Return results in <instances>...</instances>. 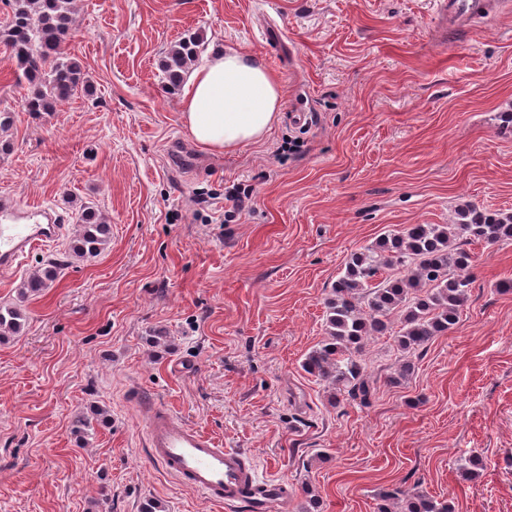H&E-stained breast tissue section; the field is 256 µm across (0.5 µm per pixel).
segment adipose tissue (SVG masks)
Instances as JSON below:
<instances>
[{
    "mask_svg": "<svg viewBox=\"0 0 512 512\" xmlns=\"http://www.w3.org/2000/svg\"><path fill=\"white\" fill-rule=\"evenodd\" d=\"M284 102L279 80L261 60L220 46L192 69L180 110L191 139L222 152L263 141L278 123Z\"/></svg>",
    "mask_w": 512,
    "mask_h": 512,
    "instance_id": "1",
    "label": "adipose tissue"
}]
</instances>
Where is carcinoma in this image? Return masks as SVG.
<instances>
[{
	"instance_id": "carcinoma-1",
	"label": "carcinoma",
	"mask_w": 512,
	"mask_h": 512,
	"mask_svg": "<svg viewBox=\"0 0 512 512\" xmlns=\"http://www.w3.org/2000/svg\"><path fill=\"white\" fill-rule=\"evenodd\" d=\"M11 15L0 26V46L15 62V82L27 85L26 111L53 112L86 91L81 64L65 53L74 24L73 0H9ZM199 40L182 38L163 54L159 68L168 91H177L187 67L198 58ZM70 251L84 259L104 251L111 241L107 218L90 207L78 215ZM512 240V214L487 213L469 204L456 209L454 224H412L353 253L325 302L327 341L308 353L302 369L362 404L372 391L361 360L365 341L393 331L408 353L448 332L469 298L472 255L464 243L486 245ZM47 263L19 286L20 299L37 296L58 278ZM25 314L18 305H0V339L20 334ZM380 512H451L445 501L399 488L382 495Z\"/></svg>"
}]
</instances>
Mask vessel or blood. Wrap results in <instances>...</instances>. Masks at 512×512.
<instances>
[{"label":"vessel or blood","instance_id":"b4317fda","mask_svg":"<svg viewBox=\"0 0 512 512\" xmlns=\"http://www.w3.org/2000/svg\"><path fill=\"white\" fill-rule=\"evenodd\" d=\"M64 230L60 215L32 203L0 197V275L12 274L31 252L53 246ZM153 458L178 484L233 508L248 501L250 512H272L288 503L286 482L260 478L256 465L236 448H226L171 410L156 406L145 418Z\"/></svg>","mask_w":512,"mask_h":512}]
</instances>
